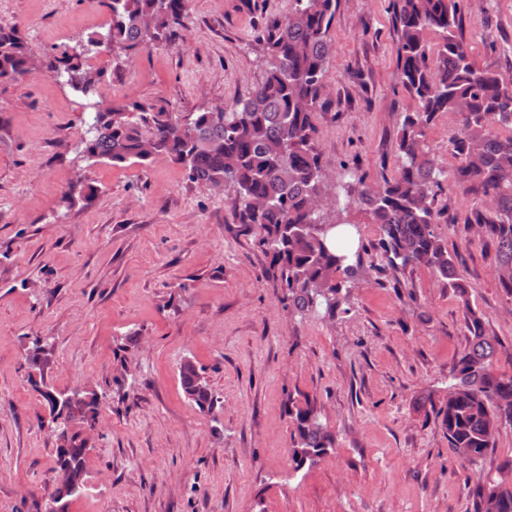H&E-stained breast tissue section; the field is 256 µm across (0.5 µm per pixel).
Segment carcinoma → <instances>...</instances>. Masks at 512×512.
Masks as SVG:
<instances>
[{"instance_id": "obj_1", "label": "carcinoma", "mask_w": 512, "mask_h": 512, "mask_svg": "<svg viewBox=\"0 0 512 512\" xmlns=\"http://www.w3.org/2000/svg\"><path fill=\"white\" fill-rule=\"evenodd\" d=\"M187 0H107L109 27L87 36L77 47L36 56L19 30L0 24V82H22L44 66L74 93L95 97L104 71L88 59L112 52L120 63L149 45L177 36ZM288 15L271 24L261 42L264 75L249 95L216 112L183 115L147 102L131 105L95 102L81 141L92 163L150 165L167 159L181 165L190 182L204 188L224 180L235 196L233 223L241 224L253 244L270 257L269 269L282 301L298 315L320 313L332 319L348 312L351 290L366 275L346 263L344 242L333 231L348 223L347 205L358 204L378 226L385 267H425L448 282L467 317L470 346L452 370L447 398L425 402L440 419L454 456L476 463L496 447L505 425L512 426V373L494 370L500 342L486 334L472 306L454 256L435 231L437 179L426 138L442 112L461 117L452 140L461 159L460 187H478L485 210L469 219L471 227L496 242L499 281L512 295V78L478 68L471 48L458 36L457 0H394L398 35V78L415 107L402 113L398 165L375 185L355 175L329 182L317 147L316 116L332 50L331 31L340 0H292ZM438 37L436 45L429 34ZM185 395L201 410L218 403L201 369L179 367ZM97 400L75 399L54 426L53 472L68 466L85 477L89 452L83 427L96 417ZM293 427L289 460L294 470L311 466L335 447V436L309 400L288 398ZM475 512H512L508 482H477Z\"/></svg>"}]
</instances>
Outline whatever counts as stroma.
<instances>
[{"label": "stroma", "mask_w": 512, "mask_h": 512, "mask_svg": "<svg viewBox=\"0 0 512 512\" xmlns=\"http://www.w3.org/2000/svg\"><path fill=\"white\" fill-rule=\"evenodd\" d=\"M289 0H191L174 41L148 47L99 89L108 103L200 112L248 95L258 38ZM479 68L512 76V0H458ZM98 0H0L36 55L103 30ZM317 112L326 173L377 183L397 167L399 116L414 103L397 77L390 0H341ZM83 100L42 70L0 84V512H44L54 434L27 380L36 336L55 344L49 382L101 392L87 488L69 512H474L475 477L498 480L512 427L482 461L455 459L423 397H445L469 345L465 312L424 268L367 275L336 319L285 309L269 259L233 223L234 195L191 183L181 166L88 164ZM459 116L442 113L427 145L442 173L436 231L473 306L512 369V296L495 245L467 225L485 205L454 184ZM94 189L74 205L77 182ZM202 367L219 399L199 411L178 376ZM315 400L336 446L293 470L289 399Z\"/></svg>", "instance_id": "stroma-1"}]
</instances>
